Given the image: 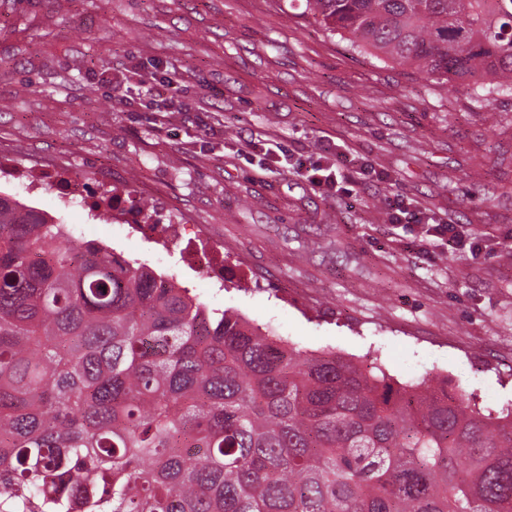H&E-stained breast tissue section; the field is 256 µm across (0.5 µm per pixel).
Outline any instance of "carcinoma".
I'll list each match as a JSON object with an SVG mask.
<instances>
[{
	"label": "carcinoma",
	"instance_id": "carcinoma-1",
	"mask_svg": "<svg viewBox=\"0 0 512 512\" xmlns=\"http://www.w3.org/2000/svg\"><path fill=\"white\" fill-rule=\"evenodd\" d=\"M512 97V0H305ZM0 512H512V409L309 353L0 194Z\"/></svg>",
	"mask_w": 512,
	"mask_h": 512
}]
</instances>
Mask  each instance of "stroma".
<instances>
[{
  "label": "stroma",
  "instance_id": "35a3bbf8",
  "mask_svg": "<svg viewBox=\"0 0 512 512\" xmlns=\"http://www.w3.org/2000/svg\"><path fill=\"white\" fill-rule=\"evenodd\" d=\"M278 146L373 172L330 194ZM0 161L55 223L209 307L512 406L511 97L486 111L464 86L352 51L288 0H0ZM75 182L85 191L65 194ZM397 194L426 223H391ZM143 200L174 234L106 221ZM433 222L469 250L448 254Z\"/></svg>",
  "mask_w": 512,
  "mask_h": 512
}]
</instances>
